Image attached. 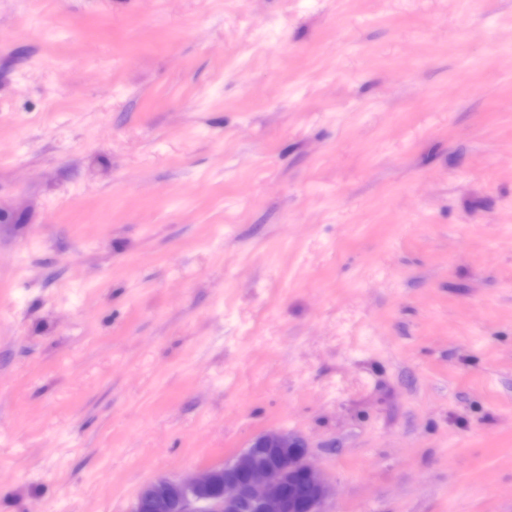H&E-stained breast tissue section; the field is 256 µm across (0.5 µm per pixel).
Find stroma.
I'll return each mask as SVG.
<instances>
[{
    "label": "stroma",
    "instance_id": "stroma-1",
    "mask_svg": "<svg viewBox=\"0 0 512 512\" xmlns=\"http://www.w3.org/2000/svg\"><path fill=\"white\" fill-rule=\"evenodd\" d=\"M271 429L512 512V0H0V512Z\"/></svg>",
    "mask_w": 512,
    "mask_h": 512
}]
</instances>
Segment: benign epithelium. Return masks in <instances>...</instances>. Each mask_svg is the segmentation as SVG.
Listing matches in <instances>:
<instances>
[{
  "mask_svg": "<svg viewBox=\"0 0 512 512\" xmlns=\"http://www.w3.org/2000/svg\"><path fill=\"white\" fill-rule=\"evenodd\" d=\"M333 493L328 478L309 462L306 442L274 429L256 436L221 470L143 485L133 512H326Z\"/></svg>",
  "mask_w": 512,
  "mask_h": 512,
  "instance_id": "benign-epithelium-1",
  "label": "benign epithelium"
}]
</instances>
